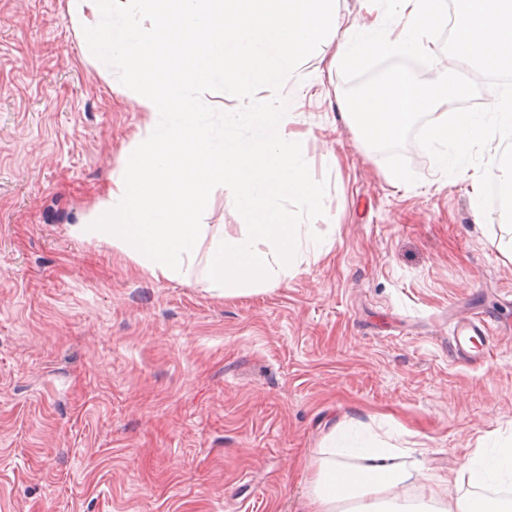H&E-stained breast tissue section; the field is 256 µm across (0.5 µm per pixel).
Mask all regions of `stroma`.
Masks as SVG:
<instances>
[{
    "mask_svg": "<svg viewBox=\"0 0 512 512\" xmlns=\"http://www.w3.org/2000/svg\"><path fill=\"white\" fill-rule=\"evenodd\" d=\"M75 8L0 0V512H306L330 441L369 434L469 493L480 439L512 436L501 209L476 218L471 180L413 141L417 181L393 188L316 52L282 94L328 184V253L237 296L155 280L71 234L149 120ZM202 222L203 256L244 228L220 186ZM476 313L494 330L462 360L452 326Z\"/></svg>",
    "mask_w": 512,
    "mask_h": 512,
    "instance_id": "obj_1",
    "label": "stroma"
}]
</instances>
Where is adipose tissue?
I'll return each instance as SVG.
<instances>
[{"label":"adipose tissue","mask_w":512,"mask_h":512,"mask_svg":"<svg viewBox=\"0 0 512 512\" xmlns=\"http://www.w3.org/2000/svg\"><path fill=\"white\" fill-rule=\"evenodd\" d=\"M329 453L310 482L311 512H512L511 499L478 494L446 501L420 470L398 463V448L374 435L357 446L330 445ZM352 456L363 466L347 468L343 460ZM458 477L478 487L511 481L512 440L482 441ZM409 486L417 487V496L399 497L398 489Z\"/></svg>","instance_id":"ef3b65f1"}]
</instances>
